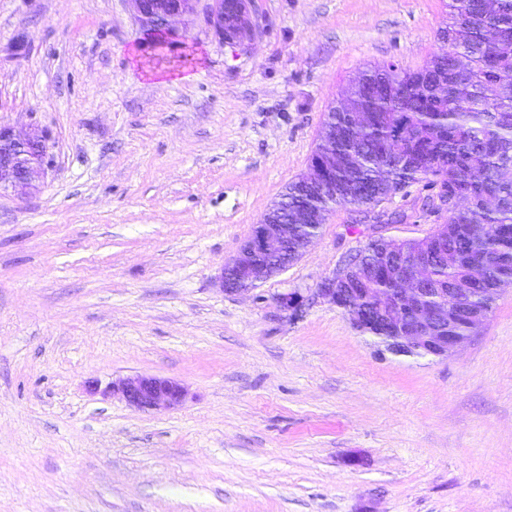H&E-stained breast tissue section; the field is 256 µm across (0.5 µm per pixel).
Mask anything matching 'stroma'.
I'll use <instances>...</instances> for the list:
<instances>
[{
	"mask_svg": "<svg viewBox=\"0 0 512 512\" xmlns=\"http://www.w3.org/2000/svg\"><path fill=\"white\" fill-rule=\"evenodd\" d=\"M445 3L256 0L243 54L200 13L159 44L128 0H0V124L52 153L0 194V512H512V286L448 357L386 352L317 294L369 235L349 205L220 285L357 75L442 53ZM426 194L390 236L445 222ZM136 375L188 396L104 395ZM112 390L130 405L147 410H170L184 401L187 391L179 382L164 377L139 375L127 378Z\"/></svg>",
	"mask_w": 512,
	"mask_h": 512,
	"instance_id": "stroma-1",
	"label": "stroma"
}]
</instances>
